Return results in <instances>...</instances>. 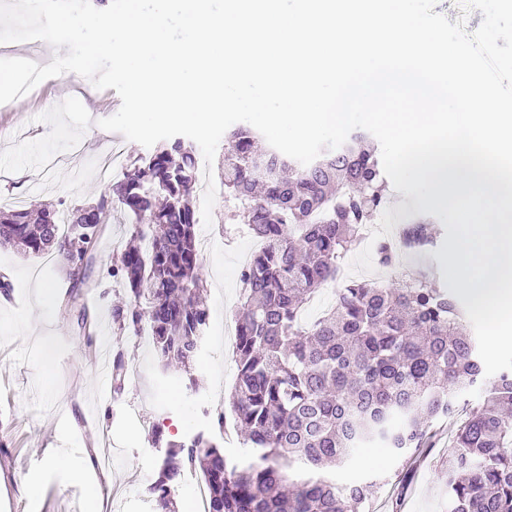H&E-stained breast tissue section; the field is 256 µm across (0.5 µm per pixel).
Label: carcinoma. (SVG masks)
Returning a JSON list of instances; mask_svg holds the SVG:
<instances>
[{
  "instance_id": "cac0c4a2",
  "label": "carcinoma",
  "mask_w": 512,
  "mask_h": 512,
  "mask_svg": "<svg viewBox=\"0 0 512 512\" xmlns=\"http://www.w3.org/2000/svg\"><path fill=\"white\" fill-rule=\"evenodd\" d=\"M365 140L354 133L301 165L258 146L249 129L228 136L224 196L264 243L241 272L229 395L252 460H228L209 434L168 442L149 488L153 512H176L174 492L189 473L205 483L210 512H371L369 486H338L330 473L367 443L409 455L412 467L442 422L456 448L446 461L448 512H512V370L484 379L473 326L431 270L397 286L351 280L320 318L303 323L309 301L336 280L341 259L387 208ZM195 152L182 139L164 144L96 203L71 209L68 235L53 206L0 208V246L32 258L57 252L73 277L89 260L103 211L117 206L133 216L112 277L134 306L112 309V320L148 325L162 367L190 381L209 323L190 200ZM401 236L420 254L434 244L425 221L405 225ZM399 260L396 243L378 244V266L394 269ZM478 383L482 400L457 418L460 395Z\"/></svg>"
}]
</instances>
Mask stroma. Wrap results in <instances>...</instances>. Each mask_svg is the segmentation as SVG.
<instances>
[{
  "mask_svg": "<svg viewBox=\"0 0 512 512\" xmlns=\"http://www.w3.org/2000/svg\"><path fill=\"white\" fill-rule=\"evenodd\" d=\"M73 73L44 80L29 93L30 108L20 101L0 104V206L12 198L21 205L50 203L65 212L98 196L106 188L96 177V164L110 144L121 143L128 161L150 156V148L100 128L89 113L78 111L84 89L69 92ZM94 141V151L82 143ZM132 226L113 210L89 258L86 281L74 284L61 256L38 267L35 260L0 247V512H86L78 472L55 465L64 456L79 459L97 453L100 433H107L114 454L110 465L98 466L111 487L110 512H150L147 490L155 481L166 441H185L211 429L214 413L229 409L224 397L235 381L233 345L224 337L240 304L244 256L254 251L243 221L229 218V207L216 199L212 226H197L198 237H211L214 247L200 256L206 280L209 325L196 356V386L185 376L163 369L151 340H137L132 328H119L112 308L130 304L131 294L111 275L112 256L129 240ZM374 241L355 244L343 264L353 279L397 282L424 267L441 272L434 252L402 253L399 268L384 271L374 261ZM55 288L57 305L47 313L42 286ZM87 312L89 326L79 314ZM109 340L111 357L134 374L114 390L111 374L101 373L87 334ZM162 443H155L154 431ZM455 451L448 434L434 440L403 498L401 512H447L448 473L441 462ZM405 461L383 448L358 449L337 467V483H373V512H392V495Z\"/></svg>",
  "mask_w": 512,
  "mask_h": 512,
  "instance_id": "obj_1",
  "label": "stroma"
}]
</instances>
